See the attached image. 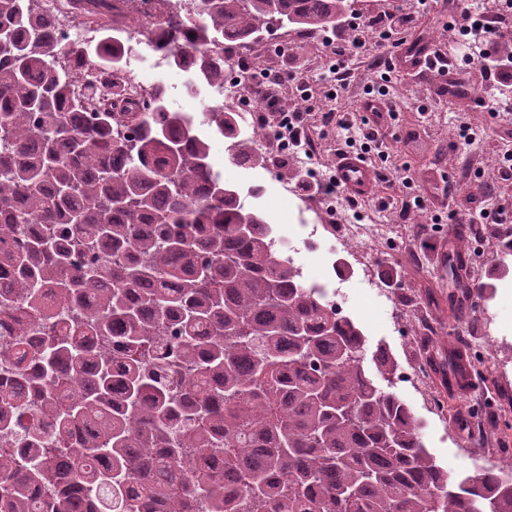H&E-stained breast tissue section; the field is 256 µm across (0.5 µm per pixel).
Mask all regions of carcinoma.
Returning a JSON list of instances; mask_svg holds the SVG:
<instances>
[{
    "mask_svg": "<svg viewBox=\"0 0 512 512\" xmlns=\"http://www.w3.org/2000/svg\"><path fill=\"white\" fill-rule=\"evenodd\" d=\"M70 4L103 20L97 42L60 41L39 0H0V431L18 441L0 447V512H512V464L457 479L437 464L389 391L393 354L365 366L360 327L306 285L199 131L256 168L264 129L222 102L198 122L162 83L115 112L131 23L188 89L219 90L229 63L202 46L317 34L350 0H152L133 20L118 0ZM467 248L445 259L461 304L494 288L463 279ZM428 367L454 377L463 353Z\"/></svg>",
    "mask_w": 512,
    "mask_h": 512,
    "instance_id": "obj_1",
    "label": "carcinoma"
}]
</instances>
